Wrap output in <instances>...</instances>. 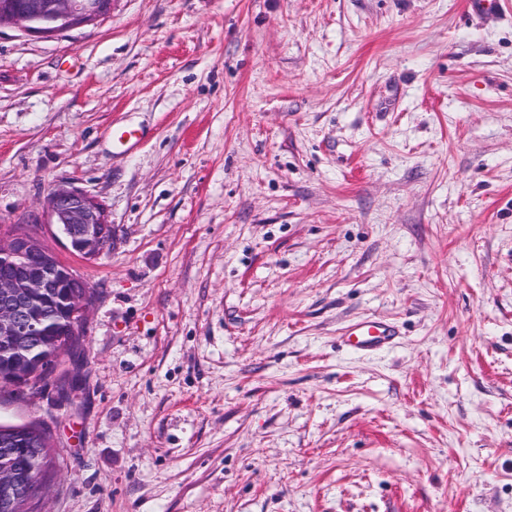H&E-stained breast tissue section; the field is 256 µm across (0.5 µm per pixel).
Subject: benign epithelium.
Returning <instances> with one entry per match:
<instances>
[{
    "label": "benign epithelium",
    "instance_id": "7a95c632",
    "mask_svg": "<svg viewBox=\"0 0 512 512\" xmlns=\"http://www.w3.org/2000/svg\"><path fill=\"white\" fill-rule=\"evenodd\" d=\"M112 0H53L46 12L43 0H25L19 9L0 14V27L19 26L25 31L50 37L72 28L95 23L110 12ZM49 223L56 226L75 252L86 260L99 256L104 247L116 241V228L109 224L101 203L83 189L73 185H54L46 196ZM38 238L13 236L0 240V266L9 265L16 273L0 276V341L12 350L26 348L40 335L47 311L41 303L48 289L54 287L58 272L83 289L75 299L73 315L83 320L90 305L88 284L70 265L53 266L37 245ZM17 469L8 448L0 449V494L15 501L23 496L16 488Z\"/></svg>",
    "mask_w": 512,
    "mask_h": 512
}]
</instances>
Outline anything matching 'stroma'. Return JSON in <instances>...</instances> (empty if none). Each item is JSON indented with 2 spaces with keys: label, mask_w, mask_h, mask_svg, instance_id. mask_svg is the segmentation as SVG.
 I'll return each instance as SVG.
<instances>
[{
  "label": "stroma",
  "mask_w": 512,
  "mask_h": 512,
  "mask_svg": "<svg viewBox=\"0 0 512 512\" xmlns=\"http://www.w3.org/2000/svg\"><path fill=\"white\" fill-rule=\"evenodd\" d=\"M117 230L92 260L51 186ZM88 283L37 512H512V0H113L0 28V236ZM391 320L396 343L341 332ZM111 9L112 0H53L51 12L47 14L43 0H25L19 9L1 12L0 27L20 26L41 36H57L93 24ZM48 224H54L71 249L86 260L95 259L104 247L117 239L101 203L73 185H54L46 196ZM341 336L356 351L371 352L391 343L397 332L389 320L365 318L346 327Z\"/></svg>",
  "instance_id": "stroma-1"
}]
</instances>
